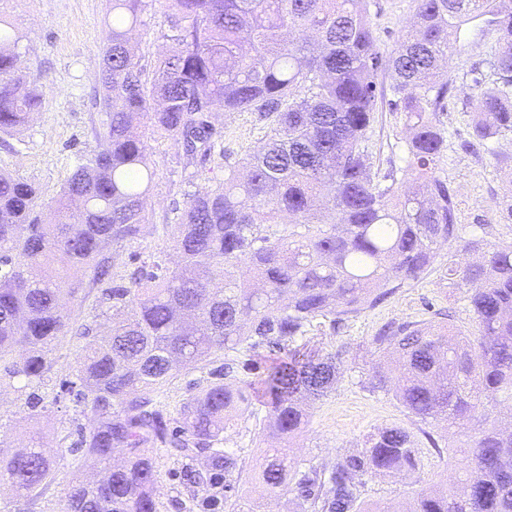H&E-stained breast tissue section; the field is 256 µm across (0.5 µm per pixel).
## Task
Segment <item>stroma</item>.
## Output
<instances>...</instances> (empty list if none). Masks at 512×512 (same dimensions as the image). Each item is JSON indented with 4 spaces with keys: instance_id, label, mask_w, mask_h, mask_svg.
I'll return each mask as SVG.
<instances>
[{
    "instance_id": "stroma-1",
    "label": "stroma",
    "mask_w": 512,
    "mask_h": 512,
    "mask_svg": "<svg viewBox=\"0 0 512 512\" xmlns=\"http://www.w3.org/2000/svg\"><path fill=\"white\" fill-rule=\"evenodd\" d=\"M165 9L164 0H153L133 35L137 58L148 74L167 49L161 36ZM413 10L412 0H371L370 15L380 52H390L398 36L408 30ZM0 19L10 22L21 36L17 51L22 67L43 74L47 85L43 111L34 115L19 135L0 137V170L34 183L42 201L48 202L58 196L76 155L91 154L96 147L89 134L90 97L97 85L112 20V0H0ZM496 42L493 27L481 22L468 26L460 51L448 65L452 90L448 110L441 113L440 120L448 136L444 169L456 190L461 223L486 225L489 241L512 242V215L506 210L512 203V168L498 164L496 159L497 154L512 153V144L491 141L473 152L462 147L473 138L471 115L476 96L492 80L488 61ZM214 122L224 132L225 153L236 160L245 157L266 135L254 115L245 112H219ZM404 141L400 115L376 112L374 151L381 168L392 163L403 165ZM151 160L155 175L143 233L112 249L113 273L118 278L128 277L155 253L175 261L163 225L174 223L175 208L184 207L189 194L207 191L224 179L223 155H212L192 177L175 149L160 139L153 143ZM61 286L74 319L53 351L54 365L45 382L31 384L23 378L0 381V430L5 433L0 439V454L6 456L25 447L36 436L56 458V483L42 512H59L69 483L95 473L88 462L69 450L78 438L79 427L89 426L92 415L68 387L85 343L77 334L79 324L96 323L103 333L112 315L108 304L100 300L102 285L91 286L71 277L62 280ZM391 320L436 326L450 323L464 332L471 328L458 292L449 288L439 267L425 279L400 288L379 305L350 318L338 333L330 332L328 321H314L308 335L315 342L333 338L348 341L355 355L345 358L335 392L314 405L308 425L292 445L298 458L319 463L356 447L374 430L393 426L406 429L416 440L422 470L398 479L367 478L361 495L365 503L395 507L423 490L446 485L456 476L464 460L468 432L446 428L442 423H422L392 395L366 389L379 363L371 340ZM270 443L265 410L260 407L229 429L224 446L239 455L251 473ZM152 454L159 466V512H178L175 502L185 496L180 465L160 449H153Z\"/></svg>"
}]
</instances>
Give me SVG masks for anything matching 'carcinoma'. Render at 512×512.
<instances>
[{
  "mask_svg": "<svg viewBox=\"0 0 512 512\" xmlns=\"http://www.w3.org/2000/svg\"><path fill=\"white\" fill-rule=\"evenodd\" d=\"M149 0H112L98 86L103 115L96 149L67 174L52 233L37 211L36 186L0 171V373L41 380L55 340L71 320L51 256L99 282L109 247L136 239L154 177L151 137L195 164L215 151L224 180L181 210L171 268L152 257L103 297L107 335L89 338L77 361L94 416L72 451L101 465L96 481L69 485L60 512H158L159 471L150 448L189 461L188 497L178 503L224 512L238 504L243 467L225 433L256 396L282 442L266 448L254 476L261 497L288 493L307 512H512V428L485 426L483 401L512 397V242L459 223L448 178L447 65L465 27H495L494 80L480 91L473 136L512 142V10L500 0H414V22L388 54L376 48L370 0H166L169 52L152 78L130 35ZM18 31L0 22V134L20 132L44 106L43 77L19 66ZM388 72L391 99L378 90ZM402 115L406 167L373 168L369 134L378 100ZM250 112L268 126L243 163L230 162L217 109ZM448 248L441 258V248ZM441 262L460 292L473 331L452 336L417 322H390L372 338L396 356L370 391H394L423 422L475 426L466 478L421 492L403 509L359 504L363 478L420 469L414 437L399 427L368 434L360 448L326 463L300 462L291 437L307 423L304 404L336 390L349 342L306 339L313 322L331 329ZM16 347L26 356L9 358ZM196 388L175 418L160 399L181 371ZM204 457L201 467L191 465ZM56 480L36 440L0 458V487L37 512Z\"/></svg>",
  "mask_w": 512,
  "mask_h": 512,
  "instance_id": "1",
  "label": "carcinoma"
}]
</instances>
